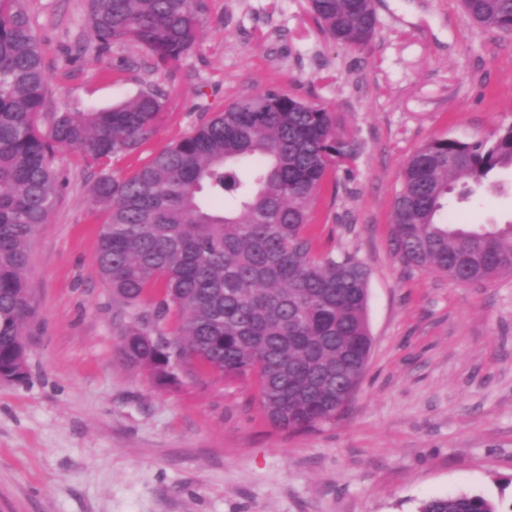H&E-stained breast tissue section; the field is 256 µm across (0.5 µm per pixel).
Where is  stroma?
<instances>
[{
  "label": "stroma",
  "instance_id": "1",
  "mask_svg": "<svg viewBox=\"0 0 512 512\" xmlns=\"http://www.w3.org/2000/svg\"><path fill=\"white\" fill-rule=\"evenodd\" d=\"M87 0H27L56 88L72 112L157 85L169 112L113 166L125 175L202 115L276 87L337 112L356 154L312 212L316 247L369 271L373 339L362 383L335 422L273 427L252 381L184 373L158 386L121 355L131 312L96 271L98 172L71 152L65 186L33 238L37 315L28 375L0 381V512H417L460 491L512 512V276L459 285L395 253L392 204L429 140L512 125V36L475 26L460 0H374L363 48L327 40L306 0H206L200 42L169 72L139 44L79 51ZM113 75H106V68ZM448 211L512 220V174Z\"/></svg>",
  "mask_w": 512,
  "mask_h": 512
}]
</instances>
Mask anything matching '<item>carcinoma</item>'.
<instances>
[{
	"mask_svg": "<svg viewBox=\"0 0 512 512\" xmlns=\"http://www.w3.org/2000/svg\"><path fill=\"white\" fill-rule=\"evenodd\" d=\"M483 30L512 34V0H462ZM318 31L364 47L376 31L370 0H308ZM205 0H88L90 47L147 48L176 66L197 44ZM51 80L24 0H0V380L27 373L35 302L26 270L38 228L62 190L54 166L73 151L99 172L92 194L106 218L95 263L132 310L121 352L162 386L172 365L228 382L251 379L276 428L331 422L356 393L372 340L367 269L314 250L311 215L331 171L356 143L332 110L275 88L244 96L199 123L128 176L109 166L149 142L165 112L157 87L110 109L50 108ZM512 170V126L473 142L439 137L408 161L393 202L394 243L409 265L460 284L512 274V221L448 220V195L498 186ZM160 336L162 343L147 341ZM418 512H499L469 492Z\"/></svg>",
	"mask_w": 512,
	"mask_h": 512,
	"instance_id": "1",
	"label": "carcinoma"
}]
</instances>
